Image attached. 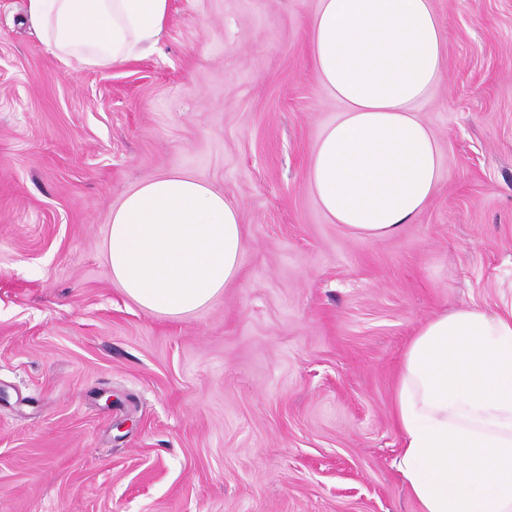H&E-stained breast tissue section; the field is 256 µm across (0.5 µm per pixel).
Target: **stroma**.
<instances>
[{"label": "stroma", "mask_w": 512, "mask_h": 512, "mask_svg": "<svg viewBox=\"0 0 512 512\" xmlns=\"http://www.w3.org/2000/svg\"><path fill=\"white\" fill-rule=\"evenodd\" d=\"M443 157L415 223L360 240L309 170L342 105L318 0H170L156 50L74 70L0 0V512H418L393 390L433 317L512 299V0H432ZM194 177L239 207L234 285L172 318L113 282L114 208Z\"/></svg>", "instance_id": "35a3bbf8"}]
</instances>
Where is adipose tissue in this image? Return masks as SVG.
<instances>
[{
    "instance_id": "obj_1",
    "label": "adipose tissue",
    "mask_w": 512,
    "mask_h": 512,
    "mask_svg": "<svg viewBox=\"0 0 512 512\" xmlns=\"http://www.w3.org/2000/svg\"><path fill=\"white\" fill-rule=\"evenodd\" d=\"M28 20L74 70L150 55L168 0H27ZM309 42L319 86L343 103L325 125L310 185L330 223L379 240L414 223L442 157L418 117L445 70L432 0H319ZM246 248L239 209L183 174L141 183L112 212V279L143 308L179 316L231 287ZM396 467L420 512H512V306H467L410 341L393 400Z\"/></svg>"
}]
</instances>
